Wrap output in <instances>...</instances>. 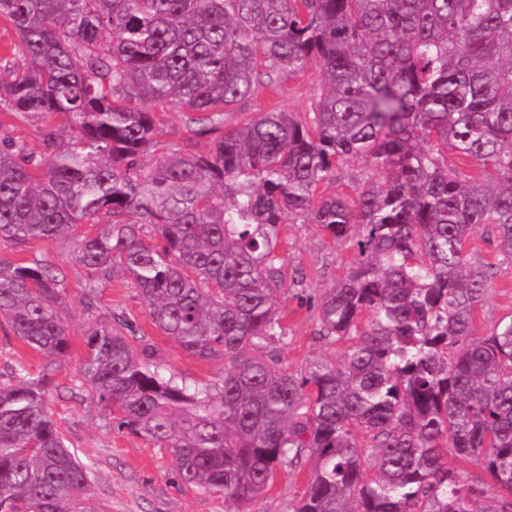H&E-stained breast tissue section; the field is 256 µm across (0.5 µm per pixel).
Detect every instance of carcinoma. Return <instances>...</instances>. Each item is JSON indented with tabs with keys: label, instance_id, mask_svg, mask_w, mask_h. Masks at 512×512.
Segmentation results:
<instances>
[{
	"label": "carcinoma",
	"instance_id": "obj_1",
	"mask_svg": "<svg viewBox=\"0 0 512 512\" xmlns=\"http://www.w3.org/2000/svg\"><path fill=\"white\" fill-rule=\"evenodd\" d=\"M0 19L15 31L0 110L47 126L38 154L0 139V242L68 240L88 306L124 272L175 347L224 363L192 387L128 319L94 322L80 384L117 429L232 512L304 466L288 512H512V319L475 334L488 271L465 255L490 225L512 264V0H0ZM312 62L308 111L224 126ZM355 164L376 180L315 198ZM285 224L358 252L317 305V336L347 347L301 376L267 352L302 286ZM63 282L0 256V325L50 367L70 348ZM49 383L22 361L0 373V512H104Z\"/></svg>",
	"mask_w": 512,
	"mask_h": 512
}]
</instances>
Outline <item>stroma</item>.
<instances>
[{"instance_id": "stroma-1", "label": "stroma", "mask_w": 512, "mask_h": 512, "mask_svg": "<svg viewBox=\"0 0 512 512\" xmlns=\"http://www.w3.org/2000/svg\"><path fill=\"white\" fill-rule=\"evenodd\" d=\"M320 84L318 65L309 64L303 72L284 75L277 89L258 88L244 110L252 114L308 111ZM282 236L288 270L303 276L305 288L300 294L292 289L286 292L288 337L273 345L270 354L280 368L298 376L314 359L332 351L315 334L317 302L347 272L354 249L351 244L333 242L312 224L284 225ZM466 253L489 266V292L475 313L476 331L482 335L499 319L512 316V265L500 262L495 239L487 229L468 241ZM0 255L17 262L36 257L49 260L65 277L70 351L66 362L51 373L47 408L68 444L94 464V504L103 506L105 512H225L223 498L182 484L165 449L127 430L114 429L108 410L93 402L86 389L74 385L86 354L89 327L112 315L130 319L154 346L167 371L188 384L213 379L222 363H203L177 349L152 325L130 277L112 279L102 288L96 308H87L85 273L75 264L71 247L59 240H36L20 250L5 244L0 246ZM307 481L304 470L279 472L255 504V512H287L290 500L304 496Z\"/></svg>"}]
</instances>
